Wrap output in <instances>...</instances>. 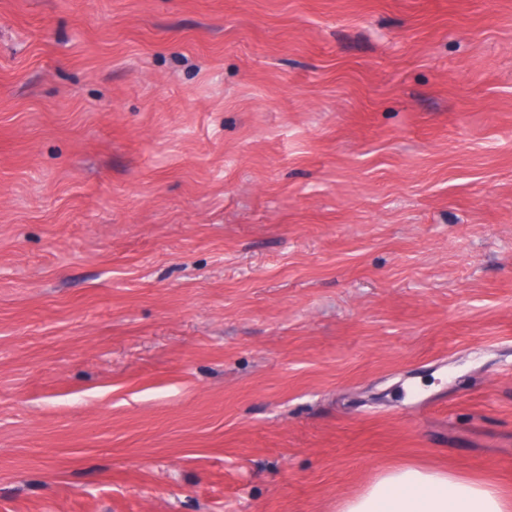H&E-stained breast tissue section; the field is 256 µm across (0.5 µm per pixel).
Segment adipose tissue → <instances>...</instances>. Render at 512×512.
<instances>
[{
	"instance_id": "1",
	"label": "adipose tissue",
	"mask_w": 512,
	"mask_h": 512,
	"mask_svg": "<svg viewBox=\"0 0 512 512\" xmlns=\"http://www.w3.org/2000/svg\"><path fill=\"white\" fill-rule=\"evenodd\" d=\"M345 512H512L493 484L404 468L381 474Z\"/></svg>"
}]
</instances>
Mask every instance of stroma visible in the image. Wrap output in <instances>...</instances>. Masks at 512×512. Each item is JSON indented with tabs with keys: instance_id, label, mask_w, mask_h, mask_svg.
<instances>
[{
	"instance_id": "obj_1",
	"label": "stroma",
	"mask_w": 512,
	"mask_h": 512,
	"mask_svg": "<svg viewBox=\"0 0 512 512\" xmlns=\"http://www.w3.org/2000/svg\"><path fill=\"white\" fill-rule=\"evenodd\" d=\"M512 496V0H0V512ZM512 502L493 484L404 468L381 474L350 501L346 512H510Z\"/></svg>"
}]
</instances>
